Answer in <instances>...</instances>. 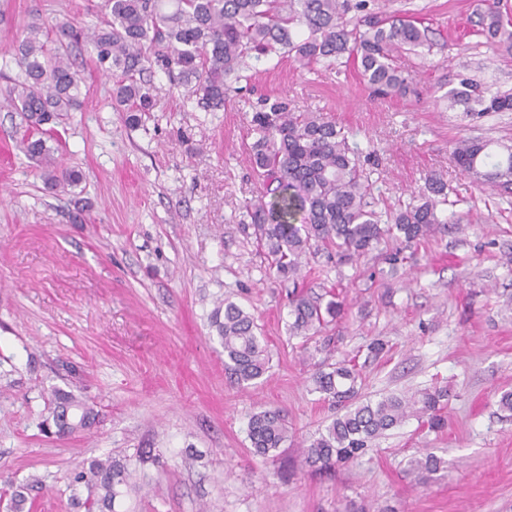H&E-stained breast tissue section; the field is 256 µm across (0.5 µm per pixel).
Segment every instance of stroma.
Here are the masks:
<instances>
[{"label": "stroma", "instance_id": "1", "mask_svg": "<svg viewBox=\"0 0 512 512\" xmlns=\"http://www.w3.org/2000/svg\"><path fill=\"white\" fill-rule=\"evenodd\" d=\"M104 0H0V87L18 69L6 55L29 23L104 17ZM371 13L415 18L430 46L401 51L412 80L402 97L373 98L354 67L248 60L224 106L202 108L162 71L154 108L129 125L112 82L84 68L82 105L59 125L57 154L80 182L48 189L40 163L16 145L18 114L0 110V512L7 484L42 479L30 512H74L83 460H131L136 473L116 512H512V189L483 187L453 162L462 138L512 147V112L449 108L461 79L512 92V58L477 35L478 14L512 15V0H366ZM317 112L349 133L380 206L409 201L428 175L447 185L448 232L356 264L311 256L306 284L334 291L342 319L293 336L288 291L242 221L266 189L254 175L251 117L261 99ZM231 299L252 314L270 356L263 379L241 389L224 368L209 317ZM383 340L378 358L368 344ZM356 359L361 398L445 385L443 430L412 416L367 452L313 472L301 450L333 416L314 392L316 366ZM99 412L90 431H40L52 388ZM277 408L290 427L275 455L254 454L247 425ZM430 451L447 463L413 485L407 461ZM192 462H185V455Z\"/></svg>", "mask_w": 512, "mask_h": 512}]
</instances>
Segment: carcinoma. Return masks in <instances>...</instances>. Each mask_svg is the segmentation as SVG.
Returning a JSON list of instances; mask_svg holds the SVG:
<instances>
[{
  "label": "carcinoma",
  "mask_w": 512,
  "mask_h": 512,
  "mask_svg": "<svg viewBox=\"0 0 512 512\" xmlns=\"http://www.w3.org/2000/svg\"><path fill=\"white\" fill-rule=\"evenodd\" d=\"M166 12L161 0H105L106 17L88 32L70 19L50 29L34 22L17 35L9 53L20 74L0 92V108L22 116L20 145L44 164L43 178L52 189L78 184L80 176L57 164L47 146L52 125L80 106L82 77L74 52L88 43L95 68L115 76L112 101L137 125L152 111L154 100L146 73L158 67L189 88L207 109L224 105L226 80L240 78L246 59L293 56L303 65H356L364 83L384 95H403L409 77L396 65L403 50L428 45L425 30L402 18L363 15L344 20L365 4L351 0H173ZM477 34L502 55L512 56V18L489 9L480 14ZM451 106L488 114L512 112V93L490 94L469 78L448 94ZM256 140L251 146L255 172L272 188L270 199L244 206L242 223L254 229L257 242L272 258L281 281L292 285L289 307L292 335L305 336L344 313L335 295L323 300L302 289V261L329 247L341 263L356 262L388 240L401 244L390 257L397 264L405 248L419 244L448 224L439 206L447 202L445 183L430 176L411 200L397 208L376 209L374 184L357 149L336 123L313 112H293L288 103L264 100L253 113ZM453 159L459 170L481 185H512V151L494 161L488 143L462 138ZM224 346V366L240 387L262 378L269 369L268 350L256 334L254 318L239 304L224 300L211 316ZM360 372L355 360H343L330 371L318 368L311 379L336 416L301 455L305 466L327 469L365 452L372 442L408 417L427 418L429 428L445 426L443 409L448 387L434 386L410 396L390 394L358 401ZM51 419L41 428L60 436L88 430L98 412L70 391L51 392ZM248 438L256 454L268 456L288 441L285 415L265 409L251 415ZM445 461L428 452L408 460L405 474L417 484L444 468ZM128 463L94 458L74 472L87 496L74 498L84 512H115L118 487L129 484Z\"/></svg>",
  "instance_id": "carcinoma-1"
}]
</instances>
